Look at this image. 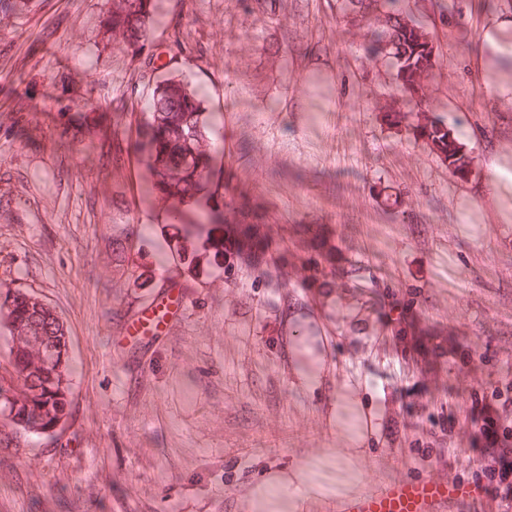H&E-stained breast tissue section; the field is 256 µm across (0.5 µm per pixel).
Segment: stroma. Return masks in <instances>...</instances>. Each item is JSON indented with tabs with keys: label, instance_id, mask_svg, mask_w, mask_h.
I'll return each instance as SVG.
<instances>
[{
	"label": "stroma",
	"instance_id": "35a3bbf8",
	"mask_svg": "<svg viewBox=\"0 0 512 512\" xmlns=\"http://www.w3.org/2000/svg\"><path fill=\"white\" fill-rule=\"evenodd\" d=\"M0 32V285L34 294L69 341L72 419L61 434L0 448V512H245L268 472L314 465L301 512L335 492L419 477L434 422L512 368V10L463 8L441 26L421 106L473 158L466 178L415 143L391 67L365 52L378 19L343 21L336 0H278L275 23L236 0H151L142 50L98 42L106 0H34ZM501 29L496 42L491 22ZM187 47H177L174 31ZM187 77L220 116L216 163L237 194L288 235L261 269L222 261L190 274L168 335L119 338L147 269L176 266L179 235L134 153L140 104ZM43 113L34 129L16 114ZM325 227L358 279L311 291L297 226ZM141 267L120 270L113 232ZM222 279L219 288L210 287ZM406 309L407 335L387 327ZM308 344L306 389L294 347ZM369 406L372 434L337 465L336 395Z\"/></svg>",
	"mask_w": 512,
	"mask_h": 512
}]
</instances>
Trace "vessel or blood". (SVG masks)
Wrapping results in <instances>:
<instances>
[{"label":"vessel or blood","mask_w":512,"mask_h":512,"mask_svg":"<svg viewBox=\"0 0 512 512\" xmlns=\"http://www.w3.org/2000/svg\"><path fill=\"white\" fill-rule=\"evenodd\" d=\"M188 300L180 277H164L161 289L150 292L124 322L121 336H162L181 317ZM464 484L429 478L391 482L373 491L341 497L336 512H455L459 501L471 498Z\"/></svg>","instance_id":"obj_1"}]
</instances>
